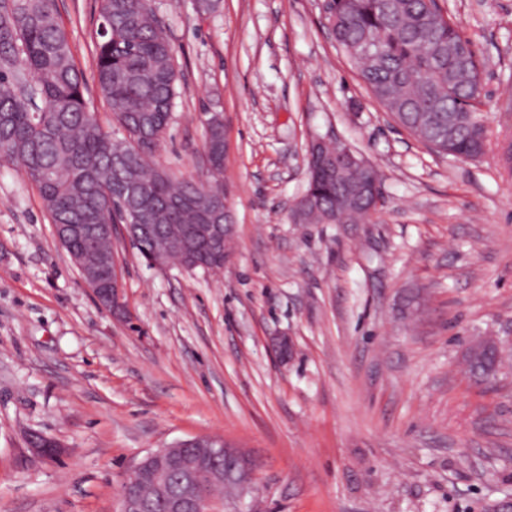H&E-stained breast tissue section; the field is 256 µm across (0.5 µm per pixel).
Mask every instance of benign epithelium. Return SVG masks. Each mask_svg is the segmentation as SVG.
I'll return each mask as SVG.
<instances>
[{"mask_svg":"<svg viewBox=\"0 0 512 512\" xmlns=\"http://www.w3.org/2000/svg\"><path fill=\"white\" fill-rule=\"evenodd\" d=\"M309 158L318 160L320 169L336 172V180L349 184L352 194L359 197L368 210L379 203L380 180L377 170L352 149L332 150V144L322 139L311 142ZM105 237L115 233L131 245L141 247L156 232V224L100 225ZM228 209L217 208L207 216V223L190 226L186 232L170 240L168 255L158 257L142 250L151 267L176 266L183 270L210 271L215 264L225 265L231 256L224 249L233 237ZM74 262L84 275L98 303L111 312L123 311L122 284L117 269H112V287L103 288L96 281L99 267L110 262L106 254L86 265L79 258ZM38 455L52 456L58 442L40 432L28 439ZM253 479V464L239 450L216 436L195 437L177 441L143 456L124 478L121 490V512H214L217 488L231 484L244 491Z\"/></svg>","mask_w":512,"mask_h":512,"instance_id":"benign-epithelium-1","label":"benign epithelium"}]
</instances>
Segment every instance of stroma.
<instances>
[{
  "label": "stroma",
  "mask_w": 512,
  "mask_h": 512,
  "mask_svg": "<svg viewBox=\"0 0 512 512\" xmlns=\"http://www.w3.org/2000/svg\"><path fill=\"white\" fill-rule=\"evenodd\" d=\"M481 62V158L431 151L372 97L322 0H150L179 70L149 158L209 179L203 115H224L223 270L148 266L114 239L126 309H102L37 185L0 163V512H119L148 451L218 435L254 466L218 512H504L512 505V0H440ZM96 85V0H54ZM380 176L362 224H299L311 140ZM290 337L280 358L274 343ZM508 356L473 376V340ZM40 431L60 444L43 458Z\"/></svg>",
  "instance_id": "stroma-1"
}]
</instances>
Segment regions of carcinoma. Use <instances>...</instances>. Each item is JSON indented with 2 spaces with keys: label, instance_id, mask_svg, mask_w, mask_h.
I'll return each instance as SVG.
<instances>
[{
  "label": "carcinoma",
  "instance_id": "carcinoma-1",
  "mask_svg": "<svg viewBox=\"0 0 512 512\" xmlns=\"http://www.w3.org/2000/svg\"><path fill=\"white\" fill-rule=\"evenodd\" d=\"M14 2L11 12H0V156L38 185L52 223L85 228L67 244L75 255L112 251L94 228L125 223L135 204L112 199V186L116 170L128 171L146 190L137 204L145 223L166 225L167 234L151 244L165 251L167 235L203 223L202 212L219 199L220 187L178 181L148 165L169 126L178 83L174 50L155 13L141 0H99L97 85L124 132L118 140L88 112L53 0ZM330 10L333 40L401 126L443 155L477 159L486 153L480 66L437 0H331ZM307 166L306 192L319 198L310 223L325 224L340 189L336 179L313 173L317 161ZM345 205L351 224L369 216L353 196ZM498 363L493 355L469 367L488 375Z\"/></svg>",
  "mask_w": 512,
  "mask_h": 512
}]
</instances>
